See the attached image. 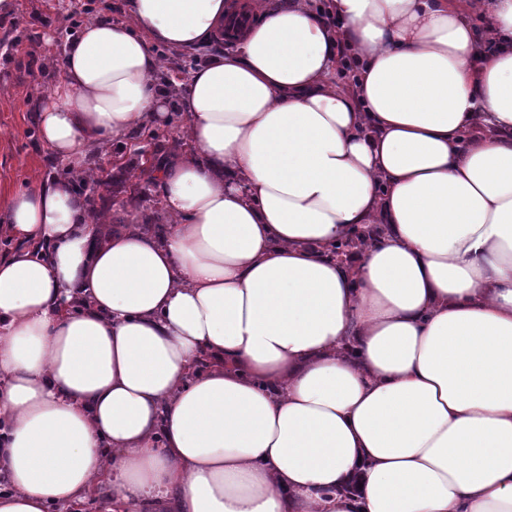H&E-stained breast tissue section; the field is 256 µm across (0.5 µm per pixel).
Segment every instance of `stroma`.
<instances>
[{"instance_id": "obj_1", "label": "stroma", "mask_w": 512, "mask_h": 512, "mask_svg": "<svg viewBox=\"0 0 512 512\" xmlns=\"http://www.w3.org/2000/svg\"><path fill=\"white\" fill-rule=\"evenodd\" d=\"M126 4L127 0H12L9 10L0 11L1 191L22 189L41 176L64 173V163L38 137L30 104L43 96L59 75L58 68L49 66V58L60 56L65 43L92 20L106 16L115 22H130ZM233 48L225 38L192 50L157 45L160 69L155 80L178 82L184 71ZM171 109L164 123L142 126L127 143L103 140L94 157L87 159V167L104 171L97 211L109 215L112 223H125L131 210L149 223H170L156 184L143 173L136 152L145 148L154 158L186 148V122L179 99H172Z\"/></svg>"}]
</instances>
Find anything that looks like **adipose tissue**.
I'll list each match as a JSON object with an SVG mask.
<instances>
[{
    "mask_svg": "<svg viewBox=\"0 0 512 512\" xmlns=\"http://www.w3.org/2000/svg\"><path fill=\"white\" fill-rule=\"evenodd\" d=\"M129 11L31 105L70 166L165 120L155 45L235 49L185 83L163 236L65 176L0 196V512H512V0Z\"/></svg>",
    "mask_w": 512,
    "mask_h": 512,
    "instance_id": "1",
    "label": "adipose tissue"
}]
</instances>
